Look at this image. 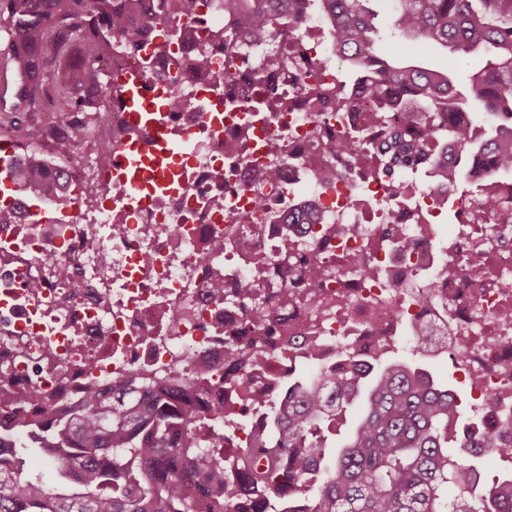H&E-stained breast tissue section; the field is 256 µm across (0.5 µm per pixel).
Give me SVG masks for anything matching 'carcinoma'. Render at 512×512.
<instances>
[{
  "label": "carcinoma",
  "instance_id": "obj_1",
  "mask_svg": "<svg viewBox=\"0 0 512 512\" xmlns=\"http://www.w3.org/2000/svg\"><path fill=\"white\" fill-rule=\"evenodd\" d=\"M376 0H224V35L247 42L288 28L300 35L304 14L318 8L336 40V59L353 79L336 77L322 93L325 110L358 103L363 124L343 136L336 150L359 156L368 179L399 191L403 172L423 171L425 193L438 205L447 191L467 182L473 163L488 169L489 182L512 174V0H389L384 19ZM211 0H0V64L14 74L9 97H0V128L25 136L29 112H64L72 138L95 123L99 94L112 86V63L144 73L157 61L177 66L172 41L195 23L204 41L218 33L203 27ZM170 25L148 43L149 32L129 23L154 18ZM405 45L379 48L385 33ZM439 47L451 59L484 58L467 72L420 63L422 50ZM380 126L379 139L366 129ZM460 162L448 166V146ZM48 160L26 149L18 184L46 201L64 196L47 176ZM485 221L500 204L476 189ZM314 220L308 208L288 220L281 252L269 264L292 269L317 258L296 243L295 224ZM381 239L405 250L398 225L385 224ZM266 324L267 349L281 345L279 318L265 312L260 285H215ZM410 359L385 360L365 343L338 350L322 368L311 363L319 350L302 347L285 374L275 373L273 398L246 402L249 433L237 447L224 431V403L193 405L195 380L156 386L145 395L137 377L106 397L94 388L57 409L36 390L18 392L0 371V512H512V473L491 483L479 459L488 452L512 459V434L492 436L479 422L461 424L456 390L421 363L440 348L425 325L410 324ZM224 362L247 386L246 337H238ZM354 422L336 445L329 435ZM207 420L213 430L204 431ZM25 436L44 450L61 481L49 487L31 478L16 452Z\"/></svg>",
  "mask_w": 512,
  "mask_h": 512
}]
</instances>
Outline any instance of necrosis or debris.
<instances>
[{
    "mask_svg": "<svg viewBox=\"0 0 512 512\" xmlns=\"http://www.w3.org/2000/svg\"><path fill=\"white\" fill-rule=\"evenodd\" d=\"M321 22L308 11L310 37L274 34L255 49L260 56L285 51L300 64L322 58L316 77L296 85L284 65L255 80L245 97L215 83L225 67L241 64L235 45L217 37L199 43L190 31L173 44L180 82L170 136L191 131L193 145L174 177L148 174L141 188L147 207L127 198L110 159L126 143L151 145L152 132L131 126L114 94L103 98L77 143V162L54 164L68 193L53 223L18 217L0 224V364L19 391L39 390L56 404L92 383L118 386L134 372L193 377L201 400L237 414L244 401L221 376L228 342L247 314L216 298L212 285L257 279L277 306L290 274L260 271L255 261L280 250L289 213L307 204L317 221L298 225L296 238L321 257L298 271L299 299L280 335L321 340L327 359L359 336L404 342L408 322L435 324L448 334L472 416L493 433L512 425V208L498 209L491 224L467 217L444 229L435 199L409 177L394 197L375 181L339 179L346 159L332 146L361 115L326 112L317 102V92L336 82L334 42L322 38ZM271 87L284 104L265 112ZM69 133L63 113L44 112L30 122L26 142L50 153ZM269 168L275 182L245 187L247 176ZM391 209L408 251L379 241ZM244 212L251 227L238 222ZM355 256L377 267L376 277L361 276ZM451 259L480 269L481 279L440 278L425 305L406 293L412 271L430 277ZM311 283L321 286L322 308L311 304Z\"/></svg>",
    "mask_w": 512,
    "mask_h": 512,
    "instance_id": "1",
    "label": "necrosis or debris"
}]
</instances>
